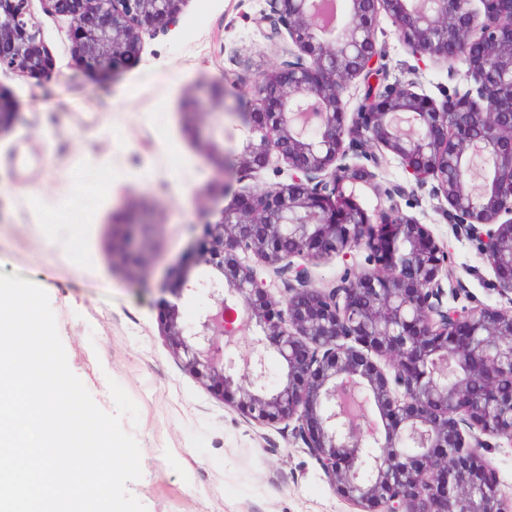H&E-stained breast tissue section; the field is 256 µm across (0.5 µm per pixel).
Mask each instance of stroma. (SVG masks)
Here are the masks:
<instances>
[{
	"instance_id": "obj_1",
	"label": "stroma",
	"mask_w": 512,
	"mask_h": 512,
	"mask_svg": "<svg viewBox=\"0 0 512 512\" xmlns=\"http://www.w3.org/2000/svg\"><path fill=\"white\" fill-rule=\"evenodd\" d=\"M29 18L54 70L46 78L0 71V88L20 108L0 131V274L48 293L68 366L101 409H115L112 379L137 403L138 422L122 421L141 450L142 476L128 493L146 512H359L290 429L245 418L186 372L160 323L161 289L199 232L203 188L225 181L229 203L243 187L288 180L280 159L245 179L235 160L238 93L286 58L283 42L267 36L269 0H187L176 25L143 32L137 61L106 89L71 67L68 17L29 0ZM378 37L390 80L417 67L419 92L435 99L461 84L445 64L416 61L389 18ZM188 99L199 115L186 113ZM193 123L222 140L225 169L187 136ZM420 199L412 214L447 248L449 273L464 288L459 304L502 305L476 247L453 235L428 192ZM144 206L155 239L141 283L131 284L112 252V216Z\"/></svg>"
}]
</instances>
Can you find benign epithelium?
Returning a JSON list of instances; mask_svg holds the SVG:
<instances>
[{
  "label": "benign epithelium",
  "mask_w": 512,
  "mask_h": 512,
  "mask_svg": "<svg viewBox=\"0 0 512 512\" xmlns=\"http://www.w3.org/2000/svg\"><path fill=\"white\" fill-rule=\"evenodd\" d=\"M29 0H0V70L47 75L53 62L28 19ZM269 37L288 61L258 83L245 113L240 178L272 156L289 181L238 193L204 213L200 255L162 292L203 298L195 320L161 300L166 345L185 369L246 418L293 425L334 492L360 512H512L482 448L512 447V0H350L326 35L320 0H282ZM72 18V66L113 78L141 34L176 24L186 0H44ZM421 60L466 65V87L439 101L389 81L381 16ZM363 95L350 112L353 81ZM20 116L0 100V130ZM386 152L418 188L447 203L456 234L476 243L506 307L450 306L449 254L403 211L415 196L377 181ZM375 205L365 208L359 193ZM113 246L137 281L152 225L138 212ZM364 253L331 288L309 264ZM255 258L280 278L276 298ZM203 265L207 272L193 275ZM250 331L251 353H233ZM274 351L284 375L269 387Z\"/></svg>",
  "instance_id": "1"
}]
</instances>
